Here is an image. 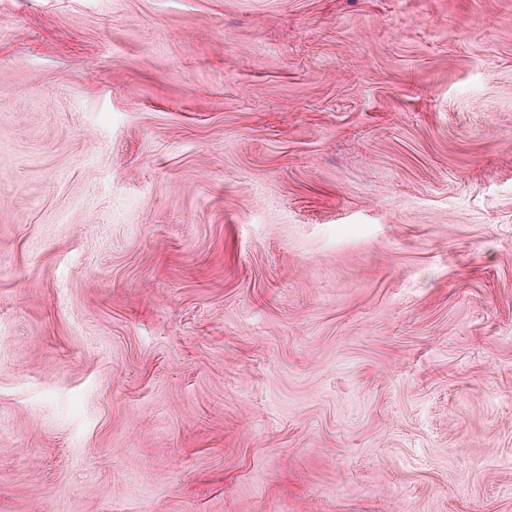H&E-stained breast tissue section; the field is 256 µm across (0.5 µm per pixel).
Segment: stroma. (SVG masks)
<instances>
[{"mask_svg":"<svg viewBox=\"0 0 512 512\" xmlns=\"http://www.w3.org/2000/svg\"><path fill=\"white\" fill-rule=\"evenodd\" d=\"M0 512H512V0H0Z\"/></svg>","mask_w":512,"mask_h":512,"instance_id":"35a3bbf8","label":"stroma"}]
</instances>
